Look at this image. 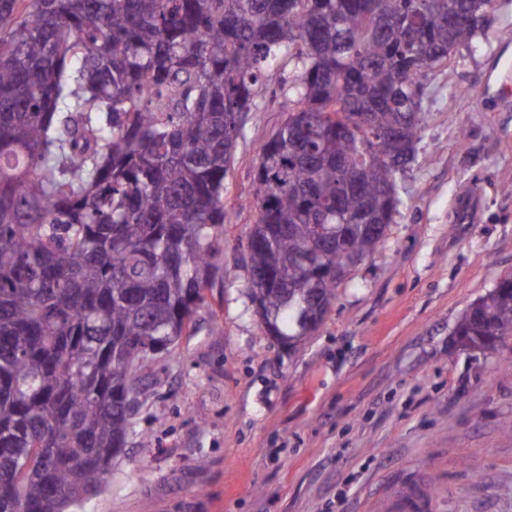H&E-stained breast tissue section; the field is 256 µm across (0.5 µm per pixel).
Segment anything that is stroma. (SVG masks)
Returning <instances> with one entry per match:
<instances>
[{"label":"stroma","instance_id":"1","mask_svg":"<svg viewBox=\"0 0 512 512\" xmlns=\"http://www.w3.org/2000/svg\"><path fill=\"white\" fill-rule=\"evenodd\" d=\"M488 18L430 75L388 240L291 348L256 314L246 266L259 147L289 108L266 81L224 182V270L194 329L143 371L136 434L84 512H389L412 483L432 512H512V338L454 336L512 275V0Z\"/></svg>","mask_w":512,"mask_h":512}]
</instances>
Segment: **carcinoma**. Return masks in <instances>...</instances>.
Returning <instances> with one entry per match:
<instances>
[{"mask_svg": "<svg viewBox=\"0 0 512 512\" xmlns=\"http://www.w3.org/2000/svg\"><path fill=\"white\" fill-rule=\"evenodd\" d=\"M490 3L0 0V512L110 487L137 351L191 331L221 270L224 179L270 72L288 69L291 108L259 150L249 266L288 281L251 293L293 341L334 300L331 269L384 242L429 72ZM455 335L512 336L511 275Z\"/></svg>", "mask_w": 512, "mask_h": 512, "instance_id": "carcinoma-1", "label": "carcinoma"}]
</instances>
